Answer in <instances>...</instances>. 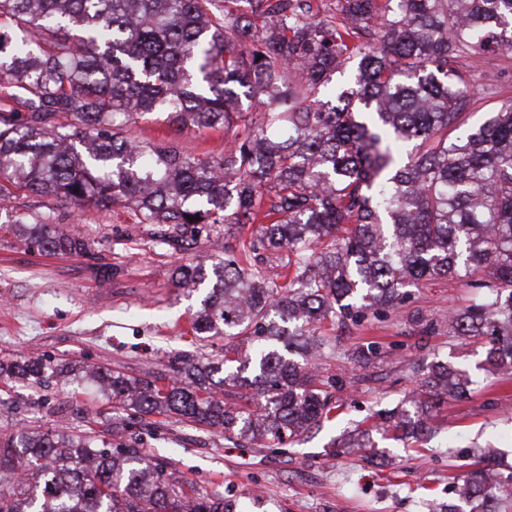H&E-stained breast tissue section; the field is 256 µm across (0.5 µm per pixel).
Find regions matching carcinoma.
Returning <instances> with one entry per match:
<instances>
[{
  "label": "carcinoma",
  "instance_id": "1",
  "mask_svg": "<svg viewBox=\"0 0 512 512\" xmlns=\"http://www.w3.org/2000/svg\"><path fill=\"white\" fill-rule=\"evenodd\" d=\"M512 52V0H0V201L13 191L133 210L239 251L181 263L175 286L205 290L187 333L228 339L224 357L186 360L163 385L109 367L0 361V384L87 381L145 415L178 416L230 441L300 442L342 407L343 379L295 360L400 309L422 280L482 289L448 312V334L486 340L482 368L512 376V105L465 127L464 58ZM262 59H257V56ZM357 61L351 82L330 76ZM156 112L178 129H240L220 158L119 128ZM0 230L28 250L87 255L85 236L34 214ZM379 345L343 353L355 364ZM250 375H245V371ZM416 387L342 448L420 442L476 381L454 357L414 370ZM440 512H504L512 468L474 456ZM187 493L93 429L0 433V512H229Z\"/></svg>",
  "mask_w": 512,
  "mask_h": 512
}]
</instances>
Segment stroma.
<instances>
[{
    "label": "stroma",
    "mask_w": 512,
    "mask_h": 512,
    "mask_svg": "<svg viewBox=\"0 0 512 512\" xmlns=\"http://www.w3.org/2000/svg\"><path fill=\"white\" fill-rule=\"evenodd\" d=\"M474 87L466 107L470 120L512 104V54L478 66ZM127 131L188 154L217 158L238 129L179 130L158 116L129 125ZM7 205L13 213L50 216L86 236L93 247L88 256L41 254L0 232V360L31 356L74 361L151 380L169 374L174 352L223 357V337L196 343L187 334L199 297L176 288L171 270L178 263L237 248V240L188 239L176 252L156 225L138 223L126 209L94 207L78 213L65 203L22 192ZM409 292L389 318H372L340 333L339 351L374 341L382 355L363 368L324 358V370L345 380L341 395L347 407L337 423L291 446L265 441L241 448L223 434L175 417H134L100 400L88 383L74 397L53 383L15 386L0 397V428L75 427L82 411L91 409L98 429L111 430L113 442L201 491L221 495L235 506L248 504L250 512H429V501H447L473 445L506 446L512 463V380L480 378L468 398L445 405L438 435L408 446L386 442V455L378 462L363 460L353 448L327 452L343 429L375 410L395 406L411 391L410 363L426 364L437 355H453L470 365L478 360L481 345L460 344L444 322L450 310L475 299L476 289L437 279Z\"/></svg>",
    "instance_id": "1"
}]
</instances>
